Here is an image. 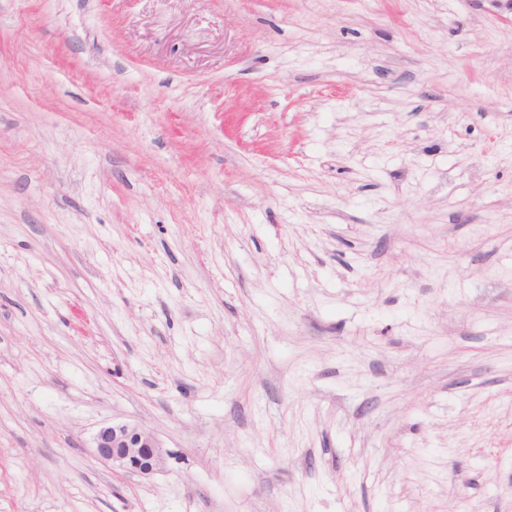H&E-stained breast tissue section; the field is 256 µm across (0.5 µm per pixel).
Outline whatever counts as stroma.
I'll return each mask as SVG.
<instances>
[{"mask_svg":"<svg viewBox=\"0 0 512 512\" xmlns=\"http://www.w3.org/2000/svg\"><path fill=\"white\" fill-rule=\"evenodd\" d=\"M0 512H512V20L0 0ZM98 461L125 475L148 477L160 467L163 448L155 434L130 424L101 427L92 447Z\"/></svg>","mask_w":512,"mask_h":512,"instance_id":"obj_1","label":"stroma"}]
</instances>
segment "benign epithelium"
I'll list each match as a JSON object with an SVG mask.
<instances>
[{"instance_id":"obj_1","label":"benign epithelium","mask_w":512,"mask_h":512,"mask_svg":"<svg viewBox=\"0 0 512 512\" xmlns=\"http://www.w3.org/2000/svg\"><path fill=\"white\" fill-rule=\"evenodd\" d=\"M94 456L125 475L148 477L160 467L163 448L155 434L130 424L101 427L94 437Z\"/></svg>"}]
</instances>
